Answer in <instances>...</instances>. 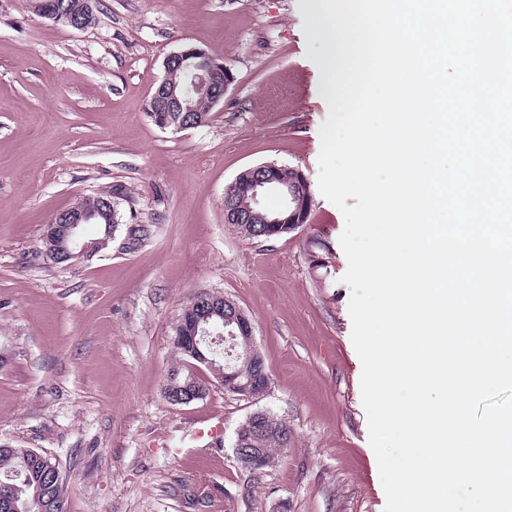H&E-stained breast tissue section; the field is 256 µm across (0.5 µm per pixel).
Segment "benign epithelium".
<instances>
[{"label":"benign epithelium","mask_w":512,"mask_h":512,"mask_svg":"<svg viewBox=\"0 0 512 512\" xmlns=\"http://www.w3.org/2000/svg\"><path fill=\"white\" fill-rule=\"evenodd\" d=\"M96 0H83L80 12L70 5L61 4L53 13L41 10L38 15L55 22L65 19L66 25L78 31L85 29L84 15L96 9ZM163 76L153 83L148 101L149 111L154 113L155 124L173 133L198 128L208 123L210 116L199 113L195 98L204 97L209 110L224 102V97L235 82L231 70L223 62L211 57L204 50L187 46L169 53L163 61ZM267 192L282 196V205L275 211L260 206L259 197ZM248 197L247 205L240 203V195ZM312 205L309 182L304 173L295 167L266 162L239 173L224 192V223L226 224H286L295 231L307 224ZM93 214L78 206L69 207L55 217V222L67 225L64 230L66 243L78 246L82 243V228L91 223ZM224 328L210 324L208 315L200 313L191 318L187 336L181 338L191 344L192 367L209 366V359L199 349L200 342L209 345L231 341L236 346L239 336L253 337V325L244 310L229 303L224 310ZM238 361H249L256 366L254 377L245 382L238 380L237 367L226 366L224 389L244 399H258L271 385L265 370L263 356L255 343L236 355Z\"/></svg>","instance_id":"obj_1"}]
</instances>
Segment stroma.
Instances as JSON below:
<instances>
[{
  "label": "stroma",
  "mask_w": 512,
  "mask_h": 512,
  "mask_svg": "<svg viewBox=\"0 0 512 512\" xmlns=\"http://www.w3.org/2000/svg\"><path fill=\"white\" fill-rule=\"evenodd\" d=\"M101 2L97 24L74 31L0 0V442L56 461L65 512H385L341 281L345 221L317 187L328 107L298 0ZM185 46L235 82L208 124L173 134L146 109ZM264 162L302 170L312 206L304 227L249 241L225 224L224 191ZM109 184L131 192L117 237L133 219L149 238L44 261V225ZM202 291L252 320L265 396L165 397L172 329ZM257 410L291 439L253 472L234 441ZM214 415L217 453L177 456Z\"/></svg>",
  "instance_id": "stroma-1"
}]
</instances>
